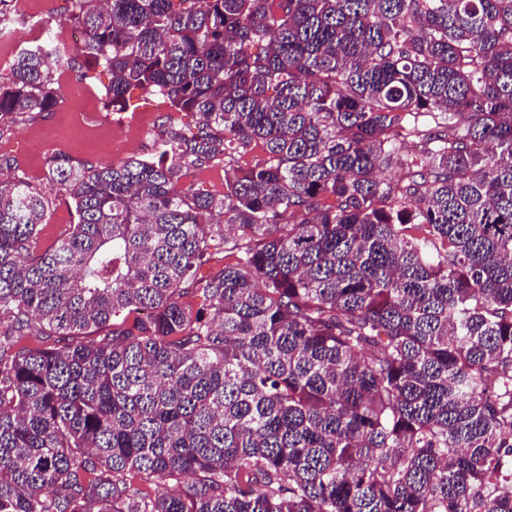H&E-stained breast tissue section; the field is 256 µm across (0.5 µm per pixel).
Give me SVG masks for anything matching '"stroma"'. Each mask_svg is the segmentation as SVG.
Instances as JSON below:
<instances>
[{"instance_id": "stroma-1", "label": "stroma", "mask_w": 512, "mask_h": 512, "mask_svg": "<svg viewBox=\"0 0 512 512\" xmlns=\"http://www.w3.org/2000/svg\"><path fill=\"white\" fill-rule=\"evenodd\" d=\"M59 101L54 112L9 120V130L0 136L7 156L15 158L27 178L36 184L46 181V159L61 153L76 160L100 162L149 156L137 131L157 126L163 116L187 127L195 119L186 112L171 111L167 105L133 92L122 111L103 109L98 82L81 81L65 70L58 77Z\"/></svg>"}]
</instances>
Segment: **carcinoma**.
<instances>
[{"instance_id":"obj_1","label":"carcinoma","mask_w":512,"mask_h":512,"mask_svg":"<svg viewBox=\"0 0 512 512\" xmlns=\"http://www.w3.org/2000/svg\"><path fill=\"white\" fill-rule=\"evenodd\" d=\"M63 2L0 120L70 69L196 125L0 158V512H512V0ZM184 182L187 185H192L194 189L200 188L212 193H222L224 191V164L193 170L184 179ZM69 224H73L70 207L63 200H59L47 217L46 223L41 226L39 233L40 245L45 246L54 242L69 228Z\"/></svg>"}]
</instances>
